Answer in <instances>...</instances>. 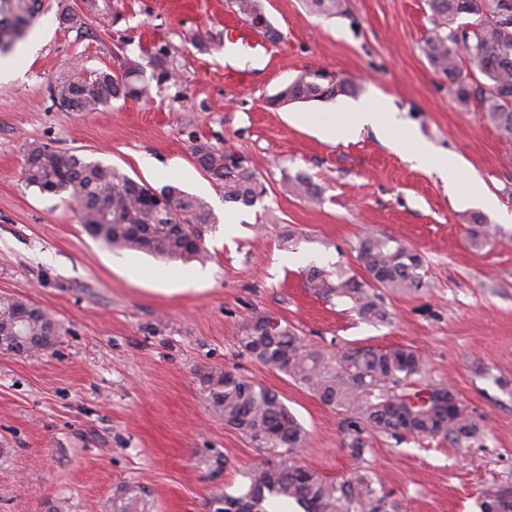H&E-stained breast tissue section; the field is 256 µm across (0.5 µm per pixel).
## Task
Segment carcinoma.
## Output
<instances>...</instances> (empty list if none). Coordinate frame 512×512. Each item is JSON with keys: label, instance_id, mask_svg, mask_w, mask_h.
Returning a JSON list of instances; mask_svg holds the SVG:
<instances>
[{"label": "carcinoma", "instance_id": "carcinoma-1", "mask_svg": "<svg viewBox=\"0 0 512 512\" xmlns=\"http://www.w3.org/2000/svg\"><path fill=\"white\" fill-rule=\"evenodd\" d=\"M307 6L316 14L336 15L342 4L341 0H307ZM428 6L432 28L423 52L430 64L448 76L461 105H469L471 97H476L485 118L512 139V0H428ZM42 10V0H0V54L26 39ZM468 62L476 66L483 81L470 84ZM168 80L169 71L162 63L148 79L131 63L117 71L72 64L51 86L50 97L62 109L95 112L114 100L145 98L151 82ZM357 91L351 79L327 83L318 69L288 86V98L303 102ZM191 155L224 193V203L252 207L266 193L255 168L243 163L237 153L199 142L192 146ZM24 180L42 194L74 204L87 233L108 246L169 260L209 257L205 233L216 218L200 198L175 185L155 189L99 161L46 145L28 150ZM284 181L298 198L319 199L317 186L305 173L287 174ZM500 234L501 228L479 218L470 225L475 246ZM358 258L366 277L341 269L332 280L324 270L312 268L306 276L309 287L326 299L347 298L361 318L380 322L388 312L379 290L403 293L423 287V256L397 239L368 237L359 244ZM20 315L26 316V340L19 343L4 337L7 353L31 357L47 350L59 333L54 320L24 299L0 297V330L9 328ZM238 342L250 358L288 376L325 406L344 411L351 435L348 447L357 455L365 447L361 435L366 432L442 437L459 447L481 438L480 424L457 397L448 403L425 396L434 390L446 395L448 387L421 385L407 390L426 366L424 356L412 348H316L306 344L288 321L269 314L248 319L239 329ZM205 392L209 406L226 424L246 435L264 456L275 457L247 475L243 493H215L209 501L210 512H267L265 503L289 501L304 512H398L366 474L336 481L295 464L307 433L276 393L230 371L209 373ZM112 507L113 512H147V501L140 486L129 484ZM477 507L479 512H512V489L486 491Z\"/></svg>", "mask_w": 512, "mask_h": 512}]
</instances>
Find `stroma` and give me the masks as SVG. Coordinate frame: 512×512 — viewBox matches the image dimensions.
<instances>
[{"label": "stroma", "instance_id": "1", "mask_svg": "<svg viewBox=\"0 0 512 512\" xmlns=\"http://www.w3.org/2000/svg\"><path fill=\"white\" fill-rule=\"evenodd\" d=\"M62 1L80 26L59 22ZM262 3L281 37L260 52L225 43L226 28L250 26L233 0H46L40 49L12 54L15 76L0 81V296L39 306L59 335L36 357L0 353V512H112L130 482L144 488L149 512H209L213 493L240 494L264 455L207 403L202 377L214 370L279 395L308 433L301 465L330 479L366 468L399 512H476L482 492L512 488V223L502 222L512 214V139L478 103L459 105L428 62L426 0H343L335 16L310 13L304 0ZM128 57L148 74L163 60L176 78L97 112L53 104L50 87L72 62L114 69ZM316 69L355 79L359 97H389L404 133L459 158L454 185L373 130L333 141L298 121L345 111L351 96L270 105L283 84ZM198 141L248 156L266 194L250 208L225 205L191 156ZM35 144L203 198L218 219L205 278L187 290L143 278L186 264L91 238L67 202L25 185ZM299 171L319 201L283 191ZM477 217L504 237L474 248ZM369 236L395 237L425 258L423 288L384 292L383 322L306 282L312 266L362 274L357 246ZM258 313L319 347L422 352L424 382L450 387L483 425L482 440L455 448L372 434L353 456L344 412L242 353L238 329Z\"/></svg>", "mask_w": 512, "mask_h": 512}]
</instances>
